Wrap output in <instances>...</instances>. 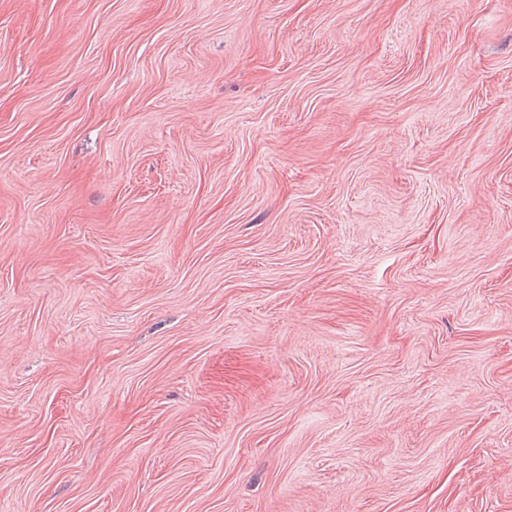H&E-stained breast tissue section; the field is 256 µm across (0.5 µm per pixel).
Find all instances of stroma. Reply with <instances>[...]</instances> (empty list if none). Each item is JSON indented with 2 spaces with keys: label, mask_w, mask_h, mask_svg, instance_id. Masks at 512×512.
<instances>
[{
  "label": "stroma",
  "mask_w": 512,
  "mask_h": 512,
  "mask_svg": "<svg viewBox=\"0 0 512 512\" xmlns=\"http://www.w3.org/2000/svg\"><path fill=\"white\" fill-rule=\"evenodd\" d=\"M0 512H512V0H0Z\"/></svg>",
  "instance_id": "1"
}]
</instances>
